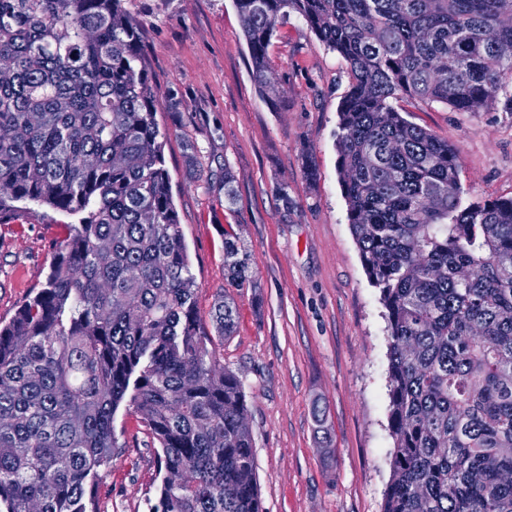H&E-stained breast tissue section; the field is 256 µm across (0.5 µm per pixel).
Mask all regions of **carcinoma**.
Masks as SVG:
<instances>
[{"mask_svg":"<svg viewBox=\"0 0 512 512\" xmlns=\"http://www.w3.org/2000/svg\"><path fill=\"white\" fill-rule=\"evenodd\" d=\"M260 92L293 13L345 62L338 167L388 320L384 512H512V198L465 203L457 148L412 98L480 112L512 83V0H234ZM0 225L72 216L42 288L0 326V512H100L114 416H141L149 512H263L248 407L198 313L146 71L123 0H0ZM224 270L256 283L224 232Z\"/></svg>","mask_w":512,"mask_h":512,"instance_id":"carcinoma-1","label":"carcinoma"}]
</instances>
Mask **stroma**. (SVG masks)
Listing matches in <instances>:
<instances>
[{
	"mask_svg": "<svg viewBox=\"0 0 512 512\" xmlns=\"http://www.w3.org/2000/svg\"><path fill=\"white\" fill-rule=\"evenodd\" d=\"M125 6L160 94L157 121L203 324L217 293L235 299L237 330L217 355L246 396L264 512H383L393 447L387 322L340 184L345 62L287 15L268 47L275 87L264 97L234 0ZM397 107L457 147L464 202L512 197V111L503 99L480 112L414 100ZM67 221L49 209L0 225V322L41 287ZM228 228L250 255L255 287L235 290L224 277ZM316 402L327 408L322 429ZM114 430L101 512H149L160 483L156 446L131 410L119 409Z\"/></svg>",
	"mask_w": 512,
	"mask_h": 512,
	"instance_id": "stroma-1",
	"label": "stroma"
}]
</instances>
